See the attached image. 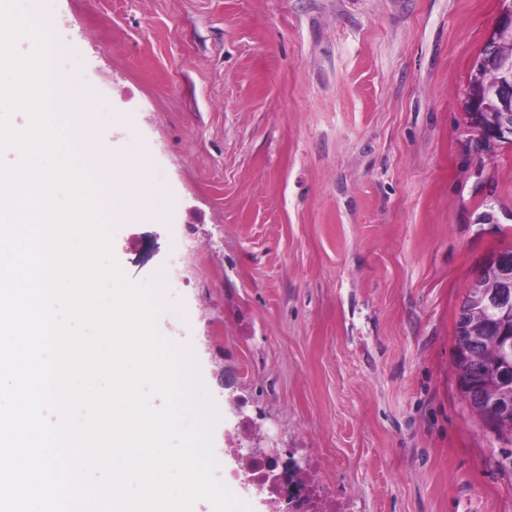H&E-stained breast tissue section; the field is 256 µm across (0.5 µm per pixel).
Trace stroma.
Wrapping results in <instances>:
<instances>
[{"label": "stroma", "instance_id": "stroma-1", "mask_svg": "<svg viewBox=\"0 0 512 512\" xmlns=\"http://www.w3.org/2000/svg\"><path fill=\"white\" fill-rule=\"evenodd\" d=\"M57 67L149 153L162 222L111 228L159 335L237 446L296 461L336 512H512V470L462 399L455 321L512 243V146L469 123V73L501 0H21Z\"/></svg>", "mask_w": 512, "mask_h": 512}]
</instances>
